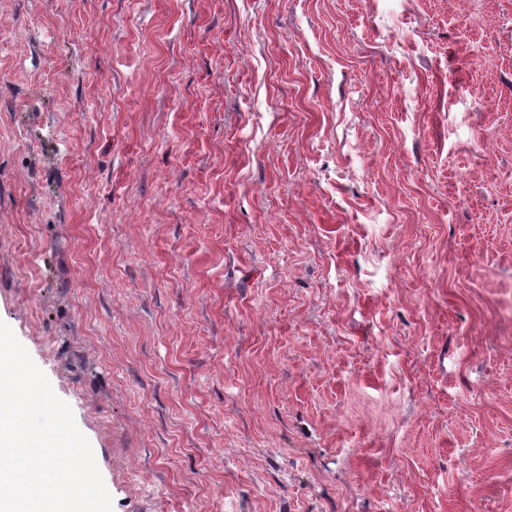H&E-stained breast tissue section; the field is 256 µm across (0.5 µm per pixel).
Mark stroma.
<instances>
[{
	"label": "stroma",
	"mask_w": 512,
	"mask_h": 512,
	"mask_svg": "<svg viewBox=\"0 0 512 512\" xmlns=\"http://www.w3.org/2000/svg\"><path fill=\"white\" fill-rule=\"evenodd\" d=\"M0 321L112 512H512V0H0Z\"/></svg>",
	"instance_id": "35a3bbf8"
}]
</instances>
